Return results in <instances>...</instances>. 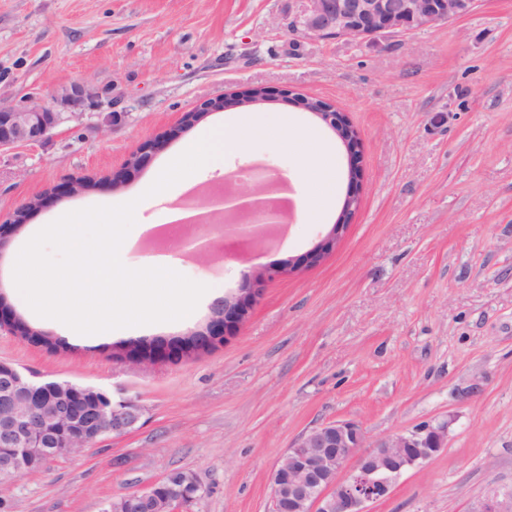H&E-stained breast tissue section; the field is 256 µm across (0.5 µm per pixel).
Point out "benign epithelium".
I'll use <instances>...</instances> for the list:
<instances>
[{"label": "benign epithelium", "mask_w": 512, "mask_h": 512, "mask_svg": "<svg viewBox=\"0 0 512 512\" xmlns=\"http://www.w3.org/2000/svg\"><path fill=\"white\" fill-rule=\"evenodd\" d=\"M474 4L475 0H304L296 24L319 36L363 40L450 22L468 14ZM95 97L87 82L60 88L50 105L15 104L0 96V151L46 139L75 111L91 107ZM316 115L339 136L350 157L359 159V137L343 113L328 104L319 107ZM160 148L158 141L140 146L136 160L127 163L124 171L147 166ZM351 178L348 208L330 239L299 258L256 273L243 272L250 287L216 304L213 316L199 331L201 349L213 347L246 319L256 285L286 276L301 265L320 263L347 227L351 206L359 200L361 169L355 168ZM224 215L236 218L224 224V235L245 236L258 244L266 243L274 224L245 206L227 208ZM143 414L144 407L136 399L116 400L98 387L67 380H38L14 363L0 360V473L19 477L57 456L78 455L107 437L132 431ZM447 440L446 423H425L371 441L357 421L325 422L299 435L275 467L271 476L274 512H366V503L389 497L406 471L432 459ZM203 495L197 476L182 471L145 490L122 495L119 502L107 504L106 512H174Z\"/></svg>", "instance_id": "7a95c632"}]
</instances>
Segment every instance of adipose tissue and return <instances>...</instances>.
Wrapping results in <instances>:
<instances>
[{
    "instance_id": "obj_1",
    "label": "adipose tissue",
    "mask_w": 512,
    "mask_h": 512,
    "mask_svg": "<svg viewBox=\"0 0 512 512\" xmlns=\"http://www.w3.org/2000/svg\"><path fill=\"white\" fill-rule=\"evenodd\" d=\"M257 137L287 140L290 149L304 156L305 168L289 174L293 182L307 187L294 199L300 218L331 205L337 172L330 151L304 129L251 127L230 120L212 126L205 137L187 144L176 167H209L227 152L247 157L250 143ZM109 230V225H102L99 237L91 239L85 225L70 221L40 228L11 259L10 280L15 293L33 312L50 320L79 319L95 335L107 333L116 323L139 328L156 319H190L199 298L206 294L207 285L174 282L172 274L179 262L174 253L146 257L142 263L146 279H133L126 254L114 246ZM49 243L81 257L83 272L76 275L47 263L44 248ZM102 251L107 252L108 258L100 263L96 256Z\"/></svg>"
}]
</instances>
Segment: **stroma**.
Wrapping results in <instances>:
<instances>
[{
	"label": "stroma",
	"mask_w": 512,
	"mask_h": 512,
	"mask_svg": "<svg viewBox=\"0 0 512 512\" xmlns=\"http://www.w3.org/2000/svg\"><path fill=\"white\" fill-rule=\"evenodd\" d=\"M300 10L299 0H0L1 96L47 103L83 81L99 95L43 142L0 152V219L45 200L0 242V301L50 339L2 330L0 359L144 407L131 432L1 483L8 512H102L178 470L206 489L179 512H272L281 457L336 419L358 421L373 440L448 425L446 447L369 512H470L512 493V0H477L455 21L359 43L291 31ZM256 87L275 99L244 117L308 129L334 155L341 180L322 216L289 224L256 256L233 237L209 262L185 258L177 281L220 286L189 323L88 338L23 307L6 282L8 257L61 211L92 213L91 237L120 217L114 240L133 263L194 236L184 226L150 248L135 227L183 197L181 178L161 173L226 115L168 132L201 102ZM296 94L332 104L361 141L360 204L346 230L319 265L266 283L223 342L135 363L128 342L187 338L239 293L248 266L299 257L330 236L350 158L290 104ZM161 136L151 163L112 187L130 154ZM84 178L95 188L52 197Z\"/></svg>",
	"instance_id": "35a3bbf8"
}]
</instances>
